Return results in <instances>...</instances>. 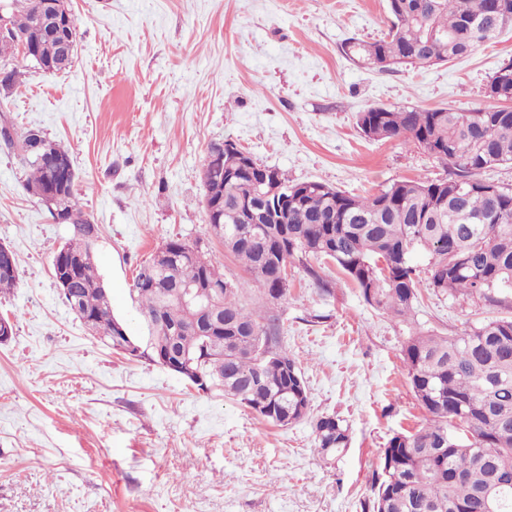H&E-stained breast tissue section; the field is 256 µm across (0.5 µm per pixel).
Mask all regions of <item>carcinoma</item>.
<instances>
[{"label":"carcinoma","mask_w":512,"mask_h":512,"mask_svg":"<svg viewBox=\"0 0 512 512\" xmlns=\"http://www.w3.org/2000/svg\"><path fill=\"white\" fill-rule=\"evenodd\" d=\"M6 2L15 41H0V57L17 43H40L43 29L36 0ZM484 0H388L390 25L373 42L353 39L349 54L381 70L404 64L420 68L448 63L512 29V15L493 23L483 16ZM357 124L369 138H402L448 164L443 180L397 181L366 197L321 182L290 184L262 164L236 166L228 177L206 166L205 191L224 196V208L208 216L207 230L223 228L224 249L251 275L232 281L189 243L172 238L140 266L134 296L152 344L151 356L186 355L220 392L265 421L286 426L303 418L310 398L301 369L279 336L280 317L247 310L239 295L250 288L272 299L288 284V264L298 255L332 261L359 288L365 302L407 320L415 311L420 281L411 257H428V286L435 291L477 297L494 311L461 334L431 331L408 337L401 360L424 423L394 434L382 450L374 479L372 512H487L485 495L498 493L499 512H512V484L497 487L512 472V190L484 183L481 174L512 163V111L494 107L459 111L372 107ZM30 169V190L46 187V166L22 156ZM274 182L288 209L272 213L261 199ZM62 222L73 226L69 251L83 258L76 297L81 308L110 323L107 288L95 259L92 224L77 206L73 186L58 189ZM224 290L219 317L224 325L204 333L201 321L186 317L175 293L187 285ZM322 453L347 448L348 428L334 415L314 426Z\"/></svg>","instance_id":"1"}]
</instances>
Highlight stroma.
<instances>
[{
    "mask_svg": "<svg viewBox=\"0 0 512 512\" xmlns=\"http://www.w3.org/2000/svg\"><path fill=\"white\" fill-rule=\"evenodd\" d=\"M75 63L50 74L25 64L0 93V126L68 150L79 207L100 227L94 256L112 314L143 339L132 297L141 266L166 240L197 246L232 280L248 275L206 231L202 168L232 140L292 183L366 195L401 180L446 178V164L400 139L366 137L371 106H490L486 85L512 63V32L463 58L378 72L348 39L387 31V0H71ZM73 236L27 188L0 140V244L18 283L0 293L14 333L0 344V512H363L380 452L424 412L400 359L418 332L460 333L480 301L422 287L403 322L367 304L322 259L288 267L277 300L246 291V307L281 318L306 382L302 420L272 426L166 367L118 353L87 330L53 277ZM318 270L312 279L308 268ZM350 428L323 456L316 420Z\"/></svg>",
    "mask_w": 512,
    "mask_h": 512,
    "instance_id": "35a3bbf8",
    "label": "stroma"
}]
</instances>
